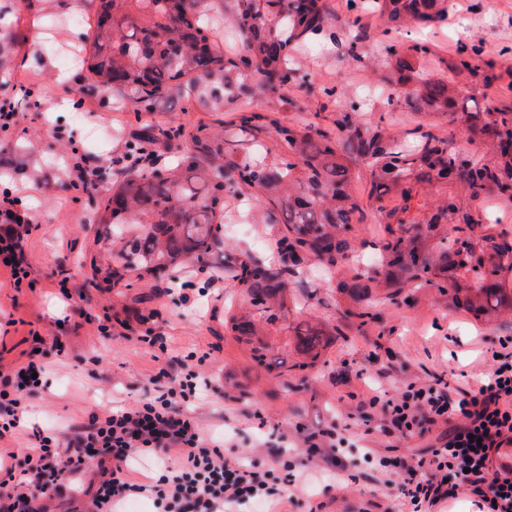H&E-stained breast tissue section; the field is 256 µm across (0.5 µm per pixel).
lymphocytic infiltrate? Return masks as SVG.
I'll return each instance as SVG.
<instances>
[{
  "label": "lymphocytic infiltrate",
  "instance_id": "obj_1",
  "mask_svg": "<svg viewBox=\"0 0 512 512\" xmlns=\"http://www.w3.org/2000/svg\"><path fill=\"white\" fill-rule=\"evenodd\" d=\"M32 232L28 216L9 204L0 205V268L10 275L12 288L28 277L20 255ZM494 367L478 379L476 389L451 397L445 379L408 384L400 398L388 400L376 415L400 434H424L458 420L454 430L439 435L431 456L405 467L400 494L410 512H425L448 495H471L481 512H512V467L501 459L512 447V339H499ZM46 363L28 352L25 360L0 372V441L14 434L27 400L39 391L37 376ZM195 373L169 377L165 391L152 399L92 416L65 447L53 435L40 434L32 446L0 458V512H49L45 501L65 496L90 466L104 465L102 480L90 512H114L132 494H150L159 512H224L225 505L245 498L290 500L294 482L269 485L264 474L238 459L225 457L221 445L201 433L182 407L196 397ZM164 455V471L149 482L131 478L141 457ZM40 486L43 503L32 501L30 489Z\"/></svg>",
  "mask_w": 512,
  "mask_h": 512
}]
</instances>
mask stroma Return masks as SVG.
Listing matches in <instances>:
<instances>
[{
    "mask_svg": "<svg viewBox=\"0 0 512 512\" xmlns=\"http://www.w3.org/2000/svg\"><path fill=\"white\" fill-rule=\"evenodd\" d=\"M327 4L336 43L302 50L299 80L284 99H261L260 112L286 124L315 119L322 127H335L350 109L352 85L379 86L378 71L392 45H427L422 69L431 78L446 76L444 60L479 40L495 52L500 66H512V0H448L447 20L391 32L368 8L351 7L349 0ZM95 8L94 0L69 8L61 0H0V30H17L21 39L7 63L9 81L0 84V101L17 98L27 87L36 102L18 113L10 132H0V197L19 193L18 209L34 225L24 253L32 287H6L7 273L0 269V367L23 359L35 332L64 346L62 354H49L42 392L31 399L14 438L0 442V450L31 445L34 433L48 430L67 440L91 415L152 398L158 371L179 373L193 353L203 358L196 367L200 397L187 412L205 437L225 443V455L256 470L279 476L288 463L297 476L293 502L247 501L228 505L226 512H309L314 506L319 512H408L398 491L399 474L385 473L374 459L422 456L437 435L388 434L381 421L364 423L361 415L370 398L394 399L409 383L440 375L451 389L475 388L480 374L494 365L488 352L492 341L512 336V322L484 325L426 287L377 303L374 319L359 331L345 317L347 303L336 289L349 268L331 276L306 262L289 278L295 304L266 338L273 354L290 366L287 381H280L253 363L242 337L224 328L225 307L240 299L231 270L237 258L280 260V225L267 223L263 211L249 208L240 195L225 198V247L211 258L210 269L224 271L222 298L206 290L210 269L193 263L176 271L180 281L194 284L186 295L135 278L126 288L94 284L93 263L110 262L111 256L97 239L93 204L87 195L75 194L65 163L93 167L121 156L127 141L149 124L190 131L203 123L223 128L227 141L239 148L251 144L238 128V101H228L220 112H185L177 104L152 114L117 111L92 89L85 72L41 51L34 34L49 20L90 18ZM352 47L359 60L348 59ZM326 86L339 88V95L326 97ZM361 118L400 133L426 122L400 100H375ZM96 128L111 130V137L88 141ZM352 177L365 221L352 225L349 240L360 249L361 268L373 270L379 263L374 246L382 233L380 215L369 197L368 174L356 167ZM107 315L112 335L105 338L98 325ZM303 321L324 326L330 335L317 362L298 371L292 328ZM148 331L166 337V350L139 343ZM318 425L343 428L346 443L310 455L305 438Z\"/></svg>",
    "mask_w": 512,
    "mask_h": 512,
    "instance_id": "obj_1",
    "label": "stroma"
}]
</instances>
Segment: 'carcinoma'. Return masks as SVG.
Listing matches in <instances>:
<instances>
[{"mask_svg": "<svg viewBox=\"0 0 512 512\" xmlns=\"http://www.w3.org/2000/svg\"><path fill=\"white\" fill-rule=\"evenodd\" d=\"M387 26H428L448 12V0H372ZM326 0H97L91 43L79 66L93 88L115 107L137 114L158 112L171 100L184 109L224 111V96L237 89L273 95L297 79L295 53L313 39L336 41L327 27ZM234 28L241 55L224 57L219 21ZM18 35L0 33V69ZM430 49L414 43L389 53L388 83L418 114L457 127L478 150L459 159L446 138L415 130L409 144L381 125L346 115L336 131L309 122L297 130L241 106L240 126L252 137L253 155L237 156L224 134L200 124L147 127L128 145L131 169L95 200L98 237L112 245L115 265L94 267L114 288L126 276L162 283L171 268L208 261L224 244V198L240 186L254 205L285 227L280 246L297 264L310 257L333 268L351 243L349 226L363 223L364 210L351 189L350 166L370 173L369 197L382 217L379 242L383 269L354 272L337 283L349 302L345 316L363 326L378 291L393 300L406 288L436 287L455 308L491 322L512 313V235L482 228L474 203L490 196L512 201V104L465 106L468 85L485 89L503 78L484 43L462 46L446 68L453 79L429 78L421 60ZM188 141L172 165H141L145 151L164 141ZM456 185L444 200L433 188ZM395 205L388 208L385 200ZM288 269L237 260L236 280L248 304L244 315L224 318L240 336H257V324L279 320L288 290ZM296 350L316 360L324 331L311 324L293 328ZM252 361L283 376V363L268 346L251 348Z\"/></svg>", "mask_w": 512, "mask_h": 512, "instance_id": "1", "label": "carcinoma"}]
</instances>
